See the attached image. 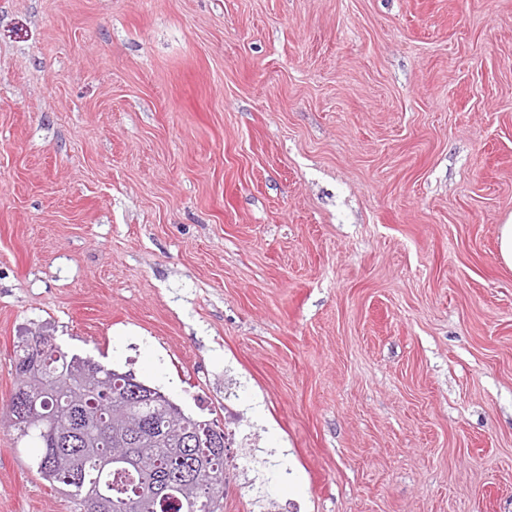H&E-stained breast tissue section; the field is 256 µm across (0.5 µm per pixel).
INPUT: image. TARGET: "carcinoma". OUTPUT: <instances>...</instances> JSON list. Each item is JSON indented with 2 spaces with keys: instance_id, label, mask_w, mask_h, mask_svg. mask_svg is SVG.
<instances>
[{
  "instance_id": "1",
  "label": "carcinoma",
  "mask_w": 512,
  "mask_h": 512,
  "mask_svg": "<svg viewBox=\"0 0 512 512\" xmlns=\"http://www.w3.org/2000/svg\"><path fill=\"white\" fill-rule=\"evenodd\" d=\"M19 385L0 418L17 439L37 449L30 466L41 478L68 488L77 512H221L224 449L190 448L187 438L204 420L186 414L168 397L131 401L130 373L69 354L41 328L24 339L15 359ZM40 392L37 412L24 417L16 399ZM129 456L134 468L107 466L104 459ZM205 458L209 474L190 484V462Z\"/></svg>"
}]
</instances>
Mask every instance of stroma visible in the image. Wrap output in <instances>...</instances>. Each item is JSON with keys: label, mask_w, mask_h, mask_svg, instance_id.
Returning a JSON list of instances; mask_svg holds the SVG:
<instances>
[{"label": "stroma", "mask_w": 512, "mask_h": 512, "mask_svg": "<svg viewBox=\"0 0 512 512\" xmlns=\"http://www.w3.org/2000/svg\"><path fill=\"white\" fill-rule=\"evenodd\" d=\"M511 219L512 0H0V409L41 324L232 404L223 512H512Z\"/></svg>", "instance_id": "35a3bbf8"}]
</instances>
